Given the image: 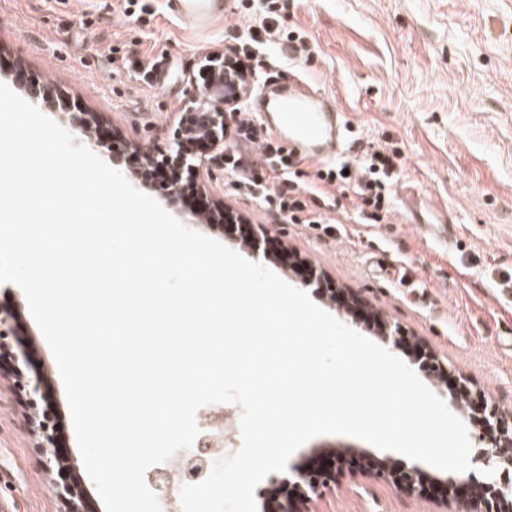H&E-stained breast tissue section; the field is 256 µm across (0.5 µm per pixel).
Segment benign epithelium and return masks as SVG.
I'll use <instances>...</instances> for the list:
<instances>
[{"instance_id": "benign-epithelium-1", "label": "benign epithelium", "mask_w": 512, "mask_h": 512, "mask_svg": "<svg viewBox=\"0 0 512 512\" xmlns=\"http://www.w3.org/2000/svg\"><path fill=\"white\" fill-rule=\"evenodd\" d=\"M205 85L198 89L190 103V110L176 116L178 138L176 148L162 158L149 152L142 153V164L146 169L162 167L169 174L168 185H175L186 170L197 171L202 183H207L210 164L224 162V127L226 109L243 102L250 92L248 80L237 70L224 65V57L216 58V63L204 71ZM96 118L90 113H78L72 117V125L83 136L93 131ZM200 135V143L208 147L210 158L202 159L192 152L187 142L189 135ZM18 317L13 310H0V348L5 345V337L13 335ZM486 414L480 424L479 439L485 443L483 457L486 463L496 470H512V424L498 417L493 406H485ZM330 457L334 464L322 469L301 471L298 481L293 483L292 497L275 496L274 512H304L303 506L312 497L322 494L336 485L338 474L344 469V454L332 450ZM369 471L393 488L410 496H421L429 492L420 472L416 468L407 469L387 458L370 459ZM83 480L74 479L58 490V496L65 502L66 512H85ZM449 489L443 490L446 497L463 495L464 512H512V483L485 484L476 491L468 489V480L460 474L448 482Z\"/></svg>"}]
</instances>
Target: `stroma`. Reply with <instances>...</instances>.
Here are the masks:
<instances>
[{
	"mask_svg": "<svg viewBox=\"0 0 512 512\" xmlns=\"http://www.w3.org/2000/svg\"><path fill=\"white\" fill-rule=\"evenodd\" d=\"M241 0L204 29L182 24L167 0H0V82L19 96L45 88L37 108L62 127L74 113L99 119L89 149L118 169L189 228L200 229L248 260L242 235L261 229L266 266L360 334L378 340L380 322L398 326L395 350L410 367L418 349L431 351L444 373L420 379L449 400L457 373L471 382L475 403L512 417V0ZM267 26V73L300 74L348 113L355 136L351 160L371 149L398 150L402 165L388 223L359 224L355 200L336 187L331 232L291 224L234 188L224 165H212L207 185L186 175L180 194L164 175L143 182V152L168 153L174 113L187 109L209 55L255 60L242 45ZM304 33L306 52H282L283 36ZM161 60L160 86L138 80L139 61ZM447 210L448 245L424 239L408 224L398 199ZM220 203L243 225L196 223L195 213ZM0 306L22 318L19 334L0 352V512H63L57 487L85 467L50 348L32 352L40 329L23 290L0 285ZM28 350L25 363L15 355ZM50 393L54 454L33 432V395ZM381 457L357 438L319 435L298 448L291 464L316 468L322 451ZM310 512H463L441 493L410 497L368 473L343 472L314 498Z\"/></svg>",
	"mask_w": 512,
	"mask_h": 512,
	"instance_id": "obj_1",
	"label": "stroma"
}]
</instances>
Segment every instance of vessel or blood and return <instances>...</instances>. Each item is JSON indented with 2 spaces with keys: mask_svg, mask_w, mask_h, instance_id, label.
I'll return each instance as SVG.
<instances>
[{
  "mask_svg": "<svg viewBox=\"0 0 512 512\" xmlns=\"http://www.w3.org/2000/svg\"><path fill=\"white\" fill-rule=\"evenodd\" d=\"M171 12L190 23H209L226 14L227 0H168ZM249 107L263 125L300 160L334 161L350 149L349 125L335 101L301 78H265ZM412 223H423L433 239L447 235L449 215L431 211L428 219L412 215Z\"/></svg>",
  "mask_w": 512,
  "mask_h": 512,
  "instance_id": "vessel-or-blood-1",
  "label": "vessel or blood"
}]
</instances>
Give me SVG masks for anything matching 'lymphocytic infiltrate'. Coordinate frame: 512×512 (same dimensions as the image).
<instances>
[{
  "mask_svg": "<svg viewBox=\"0 0 512 512\" xmlns=\"http://www.w3.org/2000/svg\"><path fill=\"white\" fill-rule=\"evenodd\" d=\"M259 124L255 113L242 110L230 141L224 144V161L236 186L258 204L276 208L289 223L319 229L329 221L325 209L330 201L320 188L325 182L356 196L357 223L379 224L389 216L391 187L400 164L396 150H371L362 163L342 161L306 181L298 161L270 137L262 136Z\"/></svg>",
  "mask_w": 512,
  "mask_h": 512,
  "instance_id": "obj_1",
  "label": "lymphocytic infiltrate"
}]
</instances>
